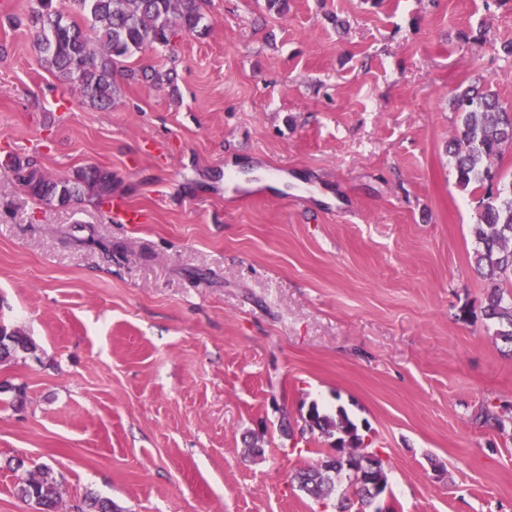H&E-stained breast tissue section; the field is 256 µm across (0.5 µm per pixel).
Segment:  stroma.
Returning <instances> with one entry per match:
<instances>
[{"mask_svg":"<svg viewBox=\"0 0 512 512\" xmlns=\"http://www.w3.org/2000/svg\"><path fill=\"white\" fill-rule=\"evenodd\" d=\"M35 5L0 0V156L108 169L144 220L0 174V323L36 346L0 365L25 392L0 395V512H36L17 458L60 512H336L288 477L332 445L280 431L313 404L384 460L392 512H512V354L447 151L458 87L512 103V0H208L128 62L174 86L109 110L41 63ZM17 494L25 502H32L38 512H56L59 506V486L49 467L38 474L27 473L17 484Z\"/></svg>","mask_w":512,"mask_h":512,"instance_id":"obj_1","label":"stroma"}]
</instances>
